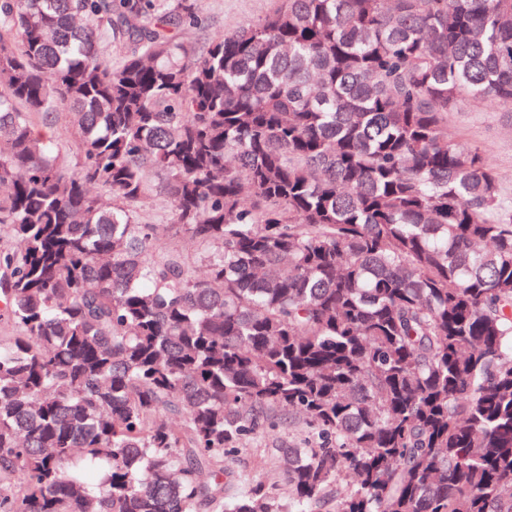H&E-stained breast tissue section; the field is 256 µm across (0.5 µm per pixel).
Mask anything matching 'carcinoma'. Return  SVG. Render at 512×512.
<instances>
[{
	"mask_svg": "<svg viewBox=\"0 0 512 512\" xmlns=\"http://www.w3.org/2000/svg\"><path fill=\"white\" fill-rule=\"evenodd\" d=\"M196 23L0 0V512H512V205L448 132L512 112V0ZM290 410L283 502L224 456ZM53 139L63 148L67 153L68 162L73 165L77 161V155L74 146L73 134L65 113H58L55 115L53 125L48 128ZM154 184L153 191L137 205L136 211L143 219L154 224H172L171 207L160 192L159 180H156Z\"/></svg>",
	"mask_w": 512,
	"mask_h": 512,
	"instance_id": "carcinoma-1",
	"label": "carcinoma"
}]
</instances>
